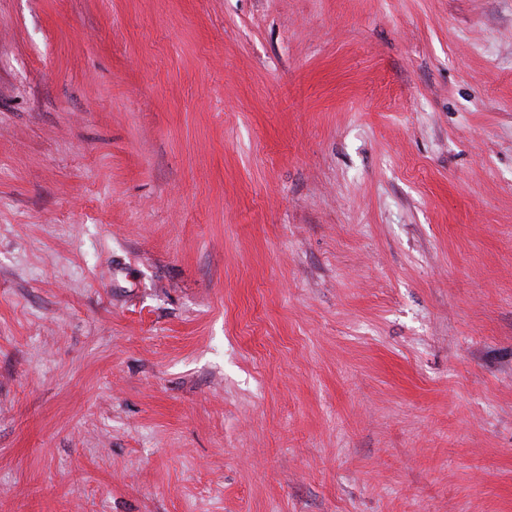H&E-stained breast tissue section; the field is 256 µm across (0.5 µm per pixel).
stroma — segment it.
<instances>
[{"label":"stroma","mask_w":512,"mask_h":512,"mask_svg":"<svg viewBox=\"0 0 512 512\" xmlns=\"http://www.w3.org/2000/svg\"><path fill=\"white\" fill-rule=\"evenodd\" d=\"M0 512H512V0H0Z\"/></svg>","instance_id":"1"}]
</instances>
